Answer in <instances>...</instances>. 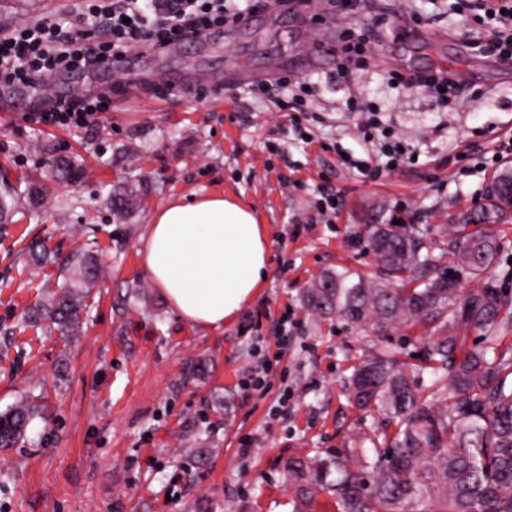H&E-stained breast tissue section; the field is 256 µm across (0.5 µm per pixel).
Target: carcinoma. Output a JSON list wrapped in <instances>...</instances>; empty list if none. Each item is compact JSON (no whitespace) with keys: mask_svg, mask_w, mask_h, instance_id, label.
<instances>
[{"mask_svg":"<svg viewBox=\"0 0 512 512\" xmlns=\"http://www.w3.org/2000/svg\"><path fill=\"white\" fill-rule=\"evenodd\" d=\"M504 214L490 192L484 207L452 219L454 237H448V225H439L447 250L437 256L423 252L421 239L402 225L364 224L359 237L381 276L368 279L344 267L321 277L330 287L305 289L312 314L335 315L381 336L408 321L438 323L424 337V361L442 385L420 392L391 350L356 368L354 404L388 418L394 429L359 426L334 455L288 458V484L304 512H312L323 493L338 512H415L421 503L428 512H512V347L501 349L497 336L512 299L487 278L499 242L490 230L477 228ZM452 269L482 282L481 288L457 300ZM97 278L98 267L84 259L79 276L32 317L62 333L75 330ZM474 330L485 347L467 346ZM37 412L31 397L0 413V447L19 444Z\"/></svg>","mask_w":512,"mask_h":512,"instance_id":"obj_1","label":"carcinoma"}]
</instances>
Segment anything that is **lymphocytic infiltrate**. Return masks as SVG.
<instances>
[{"mask_svg": "<svg viewBox=\"0 0 512 512\" xmlns=\"http://www.w3.org/2000/svg\"><path fill=\"white\" fill-rule=\"evenodd\" d=\"M269 0H83L67 28L47 21L22 25L0 37V81L36 87L53 72L117 66L130 49L156 53L171 45L207 37L224 24L264 10ZM102 93L93 101H63L24 113L40 127L96 122L111 103Z\"/></svg>", "mask_w": 512, "mask_h": 512, "instance_id": "obj_1", "label": "lymphocytic infiltrate"}]
</instances>
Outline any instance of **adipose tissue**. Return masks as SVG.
Here are the masks:
<instances>
[{
    "instance_id": "ef3b65f1",
    "label": "adipose tissue",
    "mask_w": 512,
    "mask_h": 512,
    "mask_svg": "<svg viewBox=\"0 0 512 512\" xmlns=\"http://www.w3.org/2000/svg\"><path fill=\"white\" fill-rule=\"evenodd\" d=\"M143 258L148 276L178 318L219 328L263 287L269 242L250 206L210 195L174 200L154 213Z\"/></svg>"
}]
</instances>
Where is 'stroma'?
<instances>
[{
  "mask_svg": "<svg viewBox=\"0 0 512 512\" xmlns=\"http://www.w3.org/2000/svg\"><path fill=\"white\" fill-rule=\"evenodd\" d=\"M453 0H361L350 14L261 11L199 42L165 52H129L123 67L48 77L52 93L0 82V194L16 212L0 222V412L28 395L40 418L21 446L0 449V512H294L289 457L342 446L357 425L353 370L379 351L417 368L431 325L388 335L320 319L302 292L341 267L366 277L375 261L354 232L397 217L423 238L444 215L480 207L512 155L482 164L512 138V61L492 52L483 30H465ZM81 0H0V32L66 22ZM365 28L363 70L339 77L332 52L341 30ZM447 66L464 92L440 101L394 88L393 71ZM290 73L317 88L319 121L305 135L288 113L254 98L237 67ZM112 92V110L87 129L30 128L35 104ZM223 88L196 100L192 91ZM376 104L382 126L409 157L375 178L341 164L364 156L361 114L346 89ZM473 155L456 159L455 149ZM76 160L86 180L49 182L47 162ZM50 202L30 200V184ZM135 189L140 204L116 222L107 197ZM224 194L251 205L270 244L269 277L232 322L209 329L180 320L147 276L142 244L154 213L176 199ZM335 209H327V199ZM47 255L33 264L28 245ZM102 276L75 335L28 317L58 291L78 257ZM263 367L266 389L245 380ZM248 450H241L242 440Z\"/></svg>",
  "mask_w": 512,
  "mask_h": 512,
  "instance_id": "stroma-1",
  "label": "stroma"
}]
</instances>
